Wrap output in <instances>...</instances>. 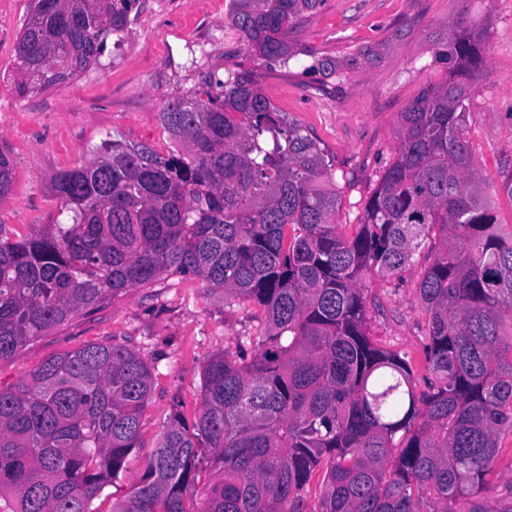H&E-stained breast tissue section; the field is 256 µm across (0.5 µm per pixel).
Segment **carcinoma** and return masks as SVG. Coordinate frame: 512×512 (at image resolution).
Returning <instances> with one entry per match:
<instances>
[{"label": "carcinoma", "instance_id": "carcinoma-1", "mask_svg": "<svg viewBox=\"0 0 512 512\" xmlns=\"http://www.w3.org/2000/svg\"><path fill=\"white\" fill-rule=\"evenodd\" d=\"M323 0H232L244 46L286 67L288 31ZM142 0H35L15 44L19 96L61 89L128 31ZM443 78L399 113L398 145L353 232L320 143L253 73L197 67L165 103L162 156L117 136L49 176L70 224L0 223V363L83 311L164 274L193 276L263 326L204 367L202 408L179 401L145 472L112 512H512L488 498L512 433V225L475 176L469 110L487 29L461 13L433 47ZM13 165L0 148V199ZM417 286L429 377L367 334L364 290L427 239ZM150 367L122 344L58 354L0 388V498L10 512H93L138 447ZM210 472L201 507L198 478ZM321 486L308 504L312 481Z\"/></svg>", "mask_w": 512, "mask_h": 512}]
</instances>
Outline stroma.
I'll use <instances>...</instances> for the list:
<instances>
[{
    "mask_svg": "<svg viewBox=\"0 0 512 512\" xmlns=\"http://www.w3.org/2000/svg\"><path fill=\"white\" fill-rule=\"evenodd\" d=\"M230 0H145L119 49H108L100 66L61 89L20 97L14 46L0 47V145L13 162L9 194L0 199V222L15 231L34 224L67 221L47 188L54 172L80 166L106 134L147 143L168 154L170 141L158 114L168 100L197 85L189 58L203 69L255 70L266 97L320 143L336 174L342 204L336 216L352 233L364 201L393 158L399 112L424 85L439 81L444 64L432 44L458 17L462 0H325L306 15L289 38L300 49L282 69L255 59L227 19ZM486 22L491 47L470 103L477 116L470 140L476 170L486 181L499 223L512 224V200L499 194L500 160L512 156V0H471ZM339 61L337 73L306 71L304 49ZM432 261L419 250L401 278L372 277L365 290L368 332L382 348L407 353L417 385L428 372L422 352L427 314L416 287ZM261 311L248 303L225 304L189 276L162 277L95 311L80 313L48 335L20 348L0 364V387L9 388L45 360L97 343H121L150 365L153 385L141 419L139 446L123 470L93 502L95 512H112L142 476L172 400L186 421L201 408L202 372L229 337L261 327Z\"/></svg>",
    "mask_w": 512,
    "mask_h": 512,
    "instance_id": "35a3bbf8",
    "label": "stroma"
}]
</instances>
